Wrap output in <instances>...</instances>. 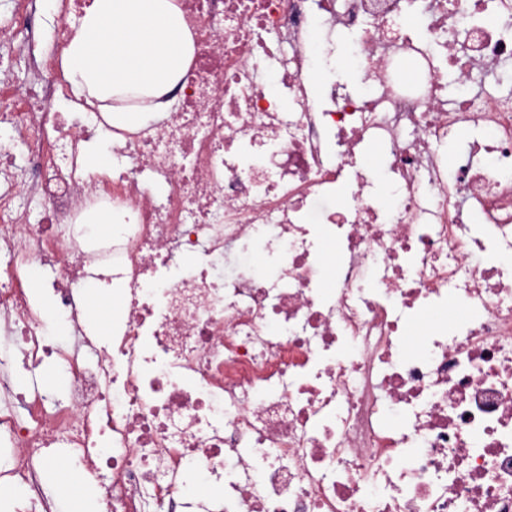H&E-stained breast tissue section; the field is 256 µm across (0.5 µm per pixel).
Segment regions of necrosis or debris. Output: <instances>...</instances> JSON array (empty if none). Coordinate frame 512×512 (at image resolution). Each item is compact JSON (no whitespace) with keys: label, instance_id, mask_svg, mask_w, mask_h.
<instances>
[{"label":"necrosis or debris","instance_id":"4bbe7bcc","mask_svg":"<svg viewBox=\"0 0 512 512\" xmlns=\"http://www.w3.org/2000/svg\"><path fill=\"white\" fill-rule=\"evenodd\" d=\"M36 2L10 36L34 78L0 80V127L34 143L26 174L0 162V324L18 363L69 386L21 417L0 379V475L24 512H53L59 455L110 466L104 512H512V0H179V104L105 127L132 160L116 176L84 172L85 129L54 110L71 94L36 50ZM348 56L370 95L337 83ZM450 68L493 80L449 103ZM371 146L387 205L357 161ZM17 188L43 199L42 223L16 214ZM256 245L273 275L233 263ZM328 245L344 258L330 290ZM47 263L70 346L48 345L27 290ZM91 267L125 287L101 347ZM451 304L460 319L406 350L407 321Z\"/></svg>","mask_w":512,"mask_h":512}]
</instances>
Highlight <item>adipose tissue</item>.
Segmentation results:
<instances>
[{
    "instance_id": "1",
    "label": "adipose tissue",
    "mask_w": 512,
    "mask_h": 512,
    "mask_svg": "<svg viewBox=\"0 0 512 512\" xmlns=\"http://www.w3.org/2000/svg\"><path fill=\"white\" fill-rule=\"evenodd\" d=\"M193 53L176 0H91L69 38L63 73L76 98L116 127L133 128L140 111L111 105L114 96L146 92L155 112L179 83Z\"/></svg>"
}]
</instances>
